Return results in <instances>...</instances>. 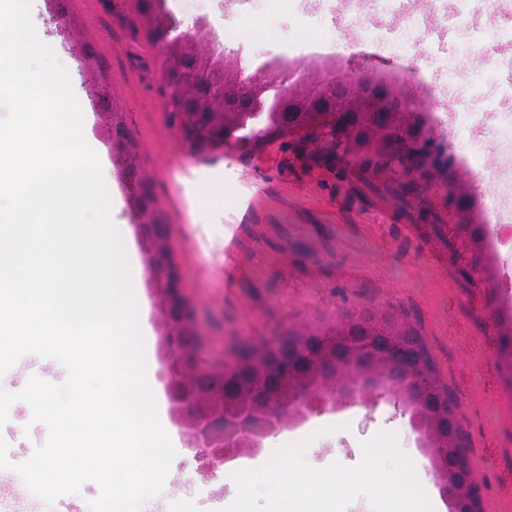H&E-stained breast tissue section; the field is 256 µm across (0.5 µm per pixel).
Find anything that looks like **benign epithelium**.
<instances>
[{
  "instance_id": "7a95c632",
  "label": "benign epithelium",
  "mask_w": 512,
  "mask_h": 512,
  "mask_svg": "<svg viewBox=\"0 0 512 512\" xmlns=\"http://www.w3.org/2000/svg\"><path fill=\"white\" fill-rule=\"evenodd\" d=\"M154 28L163 35L162 48L174 49L192 39L189 31L161 17ZM210 63L196 61L176 70H165L166 84L204 89L211 107L224 111L227 89L209 77ZM236 98L245 104L249 117L288 108L292 92L260 70L246 78L235 76ZM309 94L316 100L312 121L291 127L301 135L324 131L334 152L353 153L357 133L380 146L404 149L411 157L426 148L428 139L419 129L421 114L410 106L397 107L390 92H381L365 81L315 82ZM148 273L160 284V344L167 358L165 391L172 410L190 429V447L201 448L224 463L242 452L259 447L262 439L288 417L321 409L345 398L366 404L384 389L424 411L433 455L442 463L443 485L452 490L458 512L473 509L474 484L466 449L455 440L459 424L448 425L447 409L431 399L434 380L422 360L406 356L401 338L386 336L383 345L375 337L353 336L338 328L294 346L284 356L280 347L269 346L250 371L259 382L251 393L232 386V377L220 371H198L192 314L181 294L179 278L166 249L162 224L140 225Z\"/></svg>"
}]
</instances>
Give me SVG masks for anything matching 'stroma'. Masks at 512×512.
<instances>
[{"instance_id": "stroma-1", "label": "stroma", "mask_w": 512, "mask_h": 512, "mask_svg": "<svg viewBox=\"0 0 512 512\" xmlns=\"http://www.w3.org/2000/svg\"><path fill=\"white\" fill-rule=\"evenodd\" d=\"M167 16L200 44L224 42L227 69L254 72L269 61L302 59L287 70L291 90L314 77L401 76L408 97L422 102L433 141L429 157L389 160L388 150L336 158L325 139L279 136L268 143L194 147L167 106L164 52L149 35L139 0H68L69 25L42 16L50 46L65 66L88 122L85 138L108 165L120 196L112 215L134 250L140 227H168L182 294L193 311L196 364L232 370L243 354L323 332L372 312L425 345L438 386L447 388L462 425L463 444L479 487L481 512H512V239L482 211L499 194L494 175L511 161L494 146L497 113L512 111V88L495 45L512 42V0H166ZM275 14L277 36L258 42L251 30ZM83 26L96 53L93 69L73 57L70 24ZM104 72L119 110L123 139H108L92 71ZM489 106L482 129L464 121ZM471 153L475 164L459 159ZM224 190L222 224H200L187 200V180ZM473 211L469 224L451 221L459 189ZM149 202L140 211L138 200ZM159 345L150 349L147 379L158 412L174 432L176 456L160 493L141 512H219L235 497L233 472L264 465L277 448L308 440L305 461L350 465L362 442L391 432L414 465L423 466L436 512H453L431 460L428 441L398 397L377 391L374 405L348 401L299 415L276 427L260 448L235 461L204 465L199 449L165 394ZM60 385L56 360L23 355L0 377L15 393L30 377ZM31 410L15 402L0 437L11 462L26 461L48 435ZM99 486L44 504L21 476L0 469V497L50 512H89Z\"/></svg>"}]
</instances>
